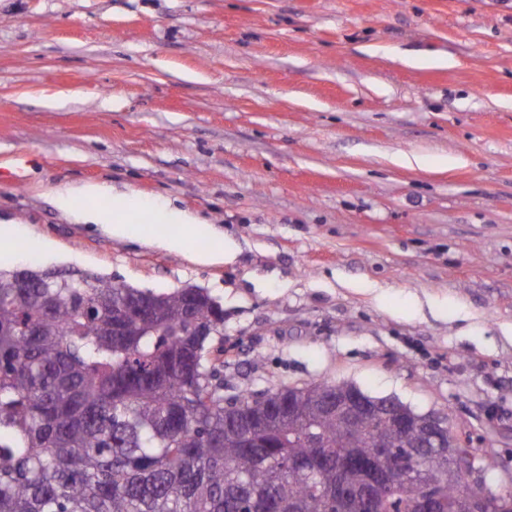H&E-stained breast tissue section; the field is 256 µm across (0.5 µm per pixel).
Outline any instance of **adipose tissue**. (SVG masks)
Masks as SVG:
<instances>
[{
	"label": "adipose tissue",
	"instance_id": "ef3b65f1",
	"mask_svg": "<svg viewBox=\"0 0 512 512\" xmlns=\"http://www.w3.org/2000/svg\"><path fill=\"white\" fill-rule=\"evenodd\" d=\"M106 194L103 186L86 184L55 191L58 207L65 212L80 210L85 221L107 225L113 237H130L134 225H153V240L171 252L193 255L204 262H222L227 257L224 234L212 224L173 208L170 204L146 200L129 192L112 200L111 213H104L98 201ZM212 242V249L197 250L199 241Z\"/></svg>",
	"mask_w": 512,
	"mask_h": 512
}]
</instances>
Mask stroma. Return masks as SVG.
Masks as SVG:
<instances>
[{"mask_svg":"<svg viewBox=\"0 0 512 512\" xmlns=\"http://www.w3.org/2000/svg\"><path fill=\"white\" fill-rule=\"evenodd\" d=\"M88 183L233 260L56 206ZM0 220L7 269L205 289L225 398L351 383L512 472V0H0ZM106 195V189L95 184L55 190L56 203L62 211L71 212L79 208L85 221L106 224L112 237L117 239L130 237L132 224H163L162 229L152 232L151 239L171 252L193 255L204 262H224L226 258H232V254L225 249L224 232L213 224L172 208L169 203L143 199L134 192L120 197L112 194V216L106 217L98 204L99 199ZM202 240L214 243L215 247L198 251L195 245ZM1 223V221H0ZM30 243L31 240L24 238L18 232L14 223L0 224V263L2 259H9L22 251L21 246L26 245L24 242Z\"/></svg>","mask_w":512,"mask_h":512,"instance_id":"35a3bbf8","label":"stroma"}]
</instances>
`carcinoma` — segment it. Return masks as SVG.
Instances as JSON below:
<instances>
[{
    "mask_svg": "<svg viewBox=\"0 0 512 512\" xmlns=\"http://www.w3.org/2000/svg\"><path fill=\"white\" fill-rule=\"evenodd\" d=\"M141 294L79 271L20 288L0 269V512H336V492L384 466L379 445L397 458L416 449L420 430L394 416L345 431L321 410L336 389L324 382L246 447L224 418L221 305L201 288L157 293L147 323L130 308ZM278 400L271 389L232 402L260 420ZM338 457L355 465L338 472ZM452 472L429 456L391 493L393 512H414L425 489L457 512L480 482Z\"/></svg>",
    "mask_w": 512,
    "mask_h": 512,
    "instance_id": "cac0c4a2",
    "label": "carcinoma"
}]
</instances>
